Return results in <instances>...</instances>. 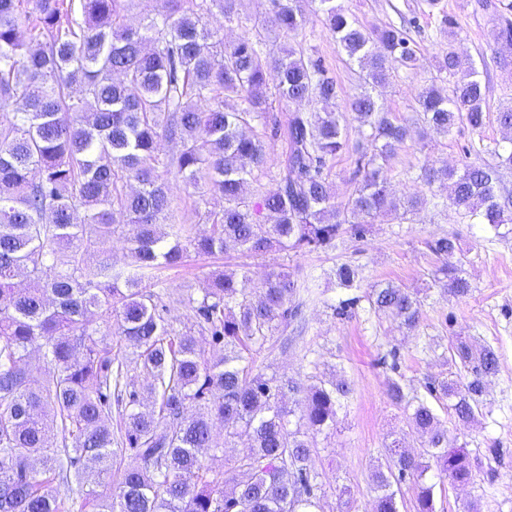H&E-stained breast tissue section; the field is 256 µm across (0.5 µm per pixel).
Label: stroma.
Returning <instances> with one entry per match:
<instances>
[{
    "instance_id": "stroma-1",
    "label": "stroma",
    "mask_w": 512,
    "mask_h": 512,
    "mask_svg": "<svg viewBox=\"0 0 512 512\" xmlns=\"http://www.w3.org/2000/svg\"><path fill=\"white\" fill-rule=\"evenodd\" d=\"M339 2L370 29L401 24L403 14L410 10L418 18L419 27L411 32L421 56L418 71L400 74L379 91L385 108L408 128L386 170L395 196L403 199L420 190L417 175L422 166L459 168L481 161L475 145L500 140L505 134L496 121H489L479 132L459 124L442 134L424 127L415 112L418 93L437 76L436 57L451 46L475 60L487 86L490 112L512 103V61L496 62L480 0H442L445 12L457 23L458 37L453 42L441 33L439 15L427 13L425 0ZM271 21L268 0H246L238 20L227 22L219 15L211 19L213 25L223 27L228 40ZM302 44L320 58L340 85L337 104L339 110H346L348 96L359 83L357 65L349 63L316 14L308 16ZM347 138V149L329 163L334 201L340 208L346 206L357 185L356 162L368 147L355 119L347 121ZM170 190L179 222L192 225L197 233L207 229L206 210L224 205L218 195L199 203L175 180ZM448 235L457 236L462 249L463 275L471 287L464 297L433 283L440 261L429 244ZM343 263L358 267L357 287L337 286L335 271ZM278 264L295 272L307 289L299 323L273 331L257 356L258 365L266 375L305 387L336 377L353 385L352 394L337 411L335 427L316 437L312 468L318 474L316 494L323 512H371L372 473L385 462V444L399 439L409 451L417 450L407 404L426 397L427 383L450 376V346L460 337L493 346L499 353L500 371L487 386L485 406L475 422L460 424L446 407L437 409L448 431L449 446H466L474 479L464 486H436L435 510L512 512V236L488 238L464 212L449 205H429L401 224L377 218L363 237L347 234L318 252L274 251L255 257L231 249L220 256L193 255L183 265L156 272L170 292L163 316L174 329H184L189 321L183 296L202 297L214 274L248 270L256 289L264 273ZM388 281L418 291L422 307L415 330L372 309L368 300L372 286ZM352 297L356 305L346 315H337L339 303ZM394 381L404 389L405 404L395 405L387 398L388 386ZM245 446V440L228 438L219 426L214 430L213 447L203 449L201 459L210 474L221 478Z\"/></svg>"
}]
</instances>
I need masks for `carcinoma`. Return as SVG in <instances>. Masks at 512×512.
Segmentation results:
<instances>
[{"label": "carcinoma", "mask_w": 512, "mask_h": 512, "mask_svg": "<svg viewBox=\"0 0 512 512\" xmlns=\"http://www.w3.org/2000/svg\"><path fill=\"white\" fill-rule=\"evenodd\" d=\"M129 2L0 0V512H66L55 483L81 499L83 512H320L314 438L335 425L352 385L321 380L294 409L285 396L302 387L266 376L254 359L273 330L297 320L303 283L280 266L254 292L247 273L224 272L201 298L187 297L193 326L224 347L211 360L191 332L166 323L164 288L151 279L161 267L192 253L222 254L230 243L255 256L324 250L348 232L365 234L351 214L402 222L425 205L423 195L397 199L390 190L385 167L407 130L372 92L417 69L414 42L403 26L369 32L336 0H317L324 28L361 67L348 107L373 144L358 159L361 180L340 210L329 162L347 146L346 116L336 107V80L297 41L306 0H269L276 34L286 40L276 53L267 51L266 28L226 43L209 26L216 14L239 17L240 0H159L139 27L127 24ZM482 7L494 44L511 49L512 21L491 0ZM442 25L450 45L436 69L448 86L424 87L416 112L443 133L459 123L480 131L489 119L486 86L475 62L451 45L453 19ZM272 89L289 104L315 107L291 111L283 122L271 112ZM230 99L243 107L227 108ZM496 120L511 135L478 149L491 162L423 167L418 180L504 237L512 234V199L501 187L512 169V105ZM279 139L286 150L277 188L254 201L245 186L270 162L268 141ZM162 141L180 149L163 157ZM164 173L181 178L201 202L224 197L222 210L207 213L208 233L184 224L163 230L173 212ZM118 232L130 269L108 259L87 265L86 256L111 250ZM431 250L441 261L435 283L468 294L457 238L442 237ZM21 275L29 277L26 288L16 285ZM336 280L356 287L357 268L339 265ZM370 305L408 329L420 321V297L407 288L379 285ZM35 348L39 371L27 363ZM132 363L151 377L142 389L129 379ZM450 363L464 379L427 392L468 423L482 413L499 356L460 338ZM145 393L153 399L149 412L139 410ZM218 422L248 441L223 481L200 459ZM410 429L420 451L399 440L385 445L386 465L372 475L374 512H399L406 479L416 512H435V484L427 483L433 466L452 484L474 478L468 452L448 447L431 402L413 404ZM129 451L133 468L123 465ZM114 468L119 490L102 498L94 485Z\"/></svg>", "instance_id": "1"}]
</instances>
